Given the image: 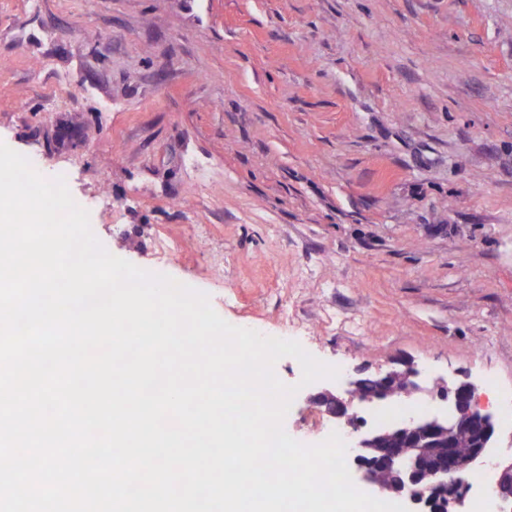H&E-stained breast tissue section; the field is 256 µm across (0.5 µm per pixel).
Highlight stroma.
Returning a JSON list of instances; mask_svg holds the SVG:
<instances>
[{
	"label": "stroma",
	"mask_w": 512,
	"mask_h": 512,
	"mask_svg": "<svg viewBox=\"0 0 512 512\" xmlns=\"http://www.w3.org/2000/svg\"><path fill=\"white\" fill-rule=\"evenodd\" d=\"M0 141L233 326L512 395V0H0Z\"/></svg>",
	"instance_id": "35a3bbf8"
}]
</instances>
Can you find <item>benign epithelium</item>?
I'll use <instances>...</instances> for the list:
<instances>
[{"mask_svg":"<svg viewBox=\"0 0 512 512\" xmlns=\"http://www.w3.org/2000/svg\"><path fill=\"white\" fill-rule=\"evenodd\" d=\"M374 380L379 384L376 393L362 392L360 379L351 378L342 395L333 387L318 385L307 397L337 426L346 429L354 481L398 501L408 512H462L473 488L471 476L479 468L488 467L493 472L487 485L490 499L497 505V512H512V461L504 463L495 457L496 419L478 406L475 383L444 377L431 380L412 363L376 375ZM393 380L403 384V397L418 395L433 401L432 412L407 416L392 424L393 434L409 440L408 450L384 448L385 434L380 428L363 432L358 425L359 412L367 408L383 410L392 402L393 393L387 387ZM461 426L471 428L477 440L466 458L457 456L453 443ZM430 448L435 449L433 481L423 487L418 469ZM372 462H381L392 472L393 481L388 486L375 481Z\"/></svg>","mask_w":512,"mask_h":512,"instance_id":"7a95c632","label":"benign epithelium"}]
</instances>
